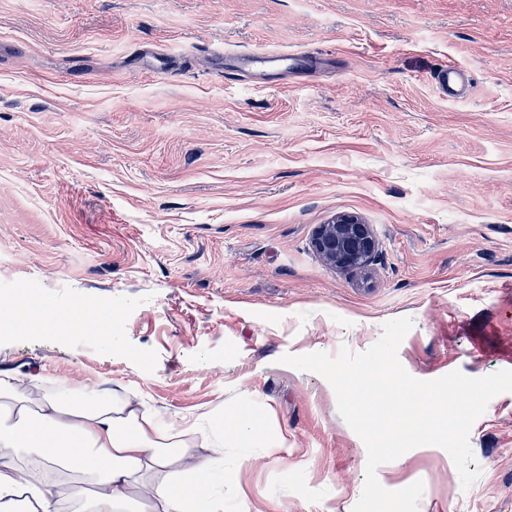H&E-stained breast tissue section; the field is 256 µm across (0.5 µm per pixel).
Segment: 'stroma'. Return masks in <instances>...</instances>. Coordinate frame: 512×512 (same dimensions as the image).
I'll return each instance as SVG.
<instances>
[{
    "label": "stroma",
    "instance_id": "stroma-1",
    "mask_svg": "<svg viewBox=\"0 0 512 512\" xmlns=\"http://www.w3.org/2000/svg\"><path fill=\"white\" fill-rule=\"evenodd\" d=\"M451 63L465 98L435 84ZM343 212L379 241L369 281L311 247ZM2 304L70 321L0 326V369L281 434L225 449L227 507L352 512L366 446L280 359L408 317L411 376L512 370V0H0ZM469 442L470 488L432 445L377 479L423 482L419 512H512V393Z\"/></svg>",
    "mask_w": 512,
    "mask_h": 512
}]
</instances>
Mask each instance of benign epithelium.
I'll list each match as a JSON object with an SVG mask.
<instances>
[{"label": "benign epithelium", "instance_id": "obj_1", "mask_svg": "<svg viewBox=\"0 0 512 512\" xmlns=\"http://www.w3.org/2000/svg\"><path fill=\"white\" fill-rule=\"evenodd\" d=\"M311 246L326 266L368 279L379 250V241L372 225L356 214L347 213L316 225Z\"/></svg>", "mask_w": 512, "mask_h": 512}]
</instances>
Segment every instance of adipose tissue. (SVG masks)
<instances>
[{
    "mask_svg": "<svg viewBox=\"0 0 512 512\" xmlns=\"http://www.w3.org/2000/svg\"><path fill=\"white\" fill-rule=\"evenodd\" d=\"M68 397L35 372L0 371V512H225L197 499L228 448H272L251 417L212 409L167 420L135 396L100 399L77 378Z\"/></svg>",
    "mask_w": 512,
    "mask_h": 512,
    "instance_id": "adipose-tissue-1",
    "label": "adipose tissue"
}]
</instances>
